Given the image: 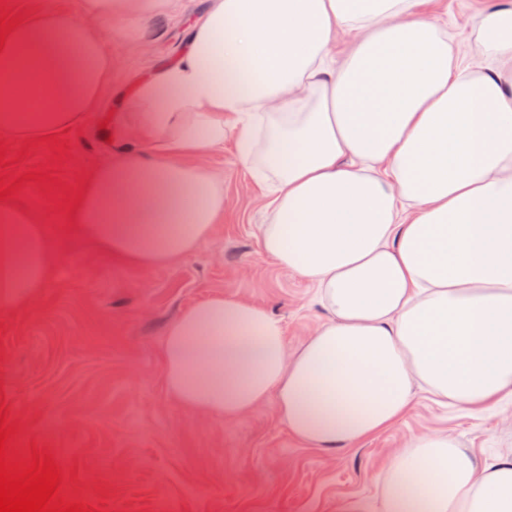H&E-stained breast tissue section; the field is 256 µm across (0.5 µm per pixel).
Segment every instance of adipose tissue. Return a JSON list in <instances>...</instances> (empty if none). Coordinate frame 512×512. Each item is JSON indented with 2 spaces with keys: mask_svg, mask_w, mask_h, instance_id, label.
<instances>
[{
  "mask_svg": "<svg viewBox=\"0 0 512 512\" xmlns=\"http://www.w3.org/2000/svg\"><path fill=\"white\" fill-rule=\"evenodd\" d=\"M424 0H207L176 60L140 80L71 216L144 268L207 241L224 186L187 165L236 137L270 196L263 253L307 279L328 317L296 350L254 303L197 302L161 353L185 409L234 420L275 397L291 434L350 447L416 390L477 414L512 398V9L485 17L460 63ZM179 0H82L20 23L0 50V135L75 127L120 69L117 35ZM354 32L345 48L336 34ZM492 58L487 70L482 59ZM50 243L0 201V310L42 288ZM382 512H512V454L440 432L411 439L379 482Z\"/></svg>",
  "mask_w": 512,
  "mask_h": 512,
  "instance_id": "adipose-tissue-1",
  "label": "adipose tissue"
}]
</instances>
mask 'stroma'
Returning <instances> with one entry per match:
<instances>
[{
  "mask_svg": "<svg viewBox=\"0 0 512 512\" xmlns=\"http://www.w3.org/2000/svg\"><path fill=\"white\" fill-rule=\"evenodd\" d=\"M512 0H431L448 16L454 52L470 56L484 15ZM206 0H181L177 12L145 17L123 41L107 35L122 60L84 122L59 132L68 150L55 160L49 143L6 149L11 171H42L73 186L112 157L107 120L142 77L173 62ZM224 181V215L192 253L144 270L114 259L71 226L61 190L23 186L14 203L43 224L52 254L48 277L26 306L0 311V398L19 424L14 447L50 450L63 472L61 494L96 512H336L348 498L376 502L390 455L412 438L444 431L480 456L512 451V402L481 415L417 394L386 432L336 451L303 445L275 399L240 418L183 409L165 383L161 344L187 307L224 295L263 306L280 319L289 349L326 318L311 284L261 250L266 199L240 162L233 135L192 157Z\"/></svg>",
  "mask_w": 512,
  "mask_h": 512,
  "instance_id": "1",
  "label": "stroma"
}]
</instances>
